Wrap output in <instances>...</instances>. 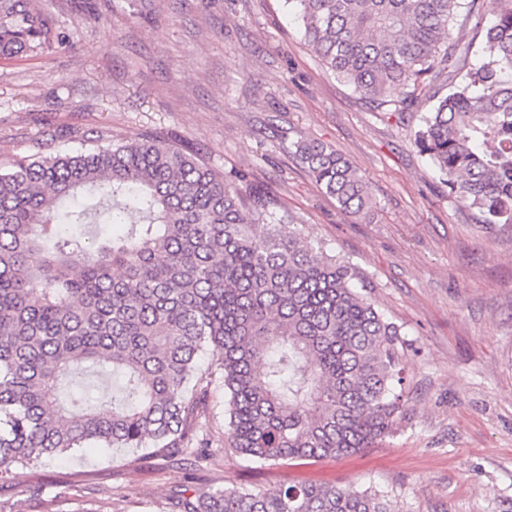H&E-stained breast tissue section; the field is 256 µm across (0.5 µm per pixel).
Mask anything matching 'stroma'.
<instances>
[{"mask_svg":"<svg viewBox=\"0 0 512 512\" xmlns=\"http://www.w3.org/2000/svg\"><path fill=\"white\" fill-rule=\"evenodd\" d=\"M39 0L67 46L0 59V168L49 129L154 133L196 152L356 266L402 332L408 408L381 444L260 464L224 449V396L200 419L213 463L153 448H86L0 480V512H175L174 490L308 480L390 495L398 512H512V224L473 223L412 132L432 107L376 110L306 45L284 0ZM336 149L371 184L370 216L341 213L295 155Z\"/></svg>","mask_w":512,"mask_h":512,"instance_id":"stroma-1","label":"stroma"}]
</instances>
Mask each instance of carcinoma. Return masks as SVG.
I'll return each mask as SVG.
<instances>
[{
  "label": "carcinoma",
  "instance_id": "cac0c4a2",
  "mask_svg": "<svg viewBox=\"0 0 512 512\" xmlns=\"http://www.w3.org/2000/svg\"><path fill=\"white\" fill-rule=\"evenodd\" d=\"M285 3L327 70L390 115L431 91L415 147L475 223L512 224V0L475 15V63L451 35L464 0ZM54 42L37 0H0V58ZM68 135L79 148L0 169V478L89 444H151L198 469L209 442L195 429L217 382L224 441L240 456L314 460L393 435L407 415L394 390L401 331L355 290V267L288 224L274 198L244 202L152 133ZM295 148L341 212L370 214L371 184L348 159L321 141ZM102 224L123 232L102 240ZM81 369L120 378L108 405L54 395ZM174 499L178 512H396L387 495L313 483Z\"/></svg>",
  "mask_w": 512,
  "mask_h": 512
}]
</instances>
